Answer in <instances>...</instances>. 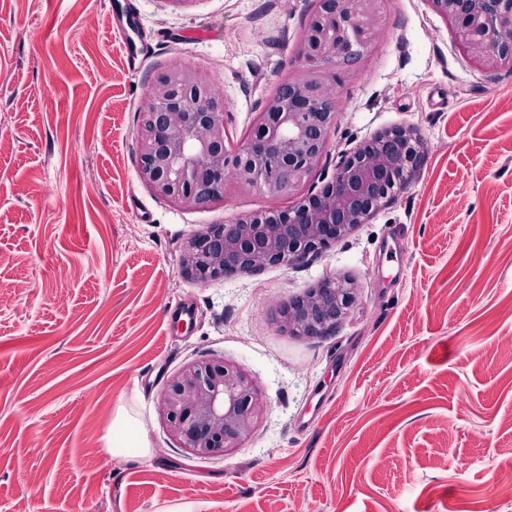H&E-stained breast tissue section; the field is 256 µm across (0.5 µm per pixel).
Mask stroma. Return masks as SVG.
Instances as JSON below:
<instances>
[{"label":"stroma","instance_id":"obj_1","mask_svg":"<svg viewBox=\"0 0 512 512\" xmlns=\"http://www.w3.org/2000/svg\"><path fill=\"white\" fill-rule=\"evenodd\" d=\"M148 52L129 70L107 0H0V512H512V68L481 69L428 0H378L336 63V123L309 183L394 126L420 163L367 224L292 266L212 282L179 272L210 224L287 209L227 185L183 210L138 174L154 79L195 70L225 99L229 149L304 63L316 0H130ZM327 276L359 298L323 337L278 330ZM194 307L191 322L171 306ZM235 362L266 408L242 448L192 456L168 381ZM144 457L105 438L118 408Z\"/></svg>","mask_w":512,"mask_h":512}]
</instances>
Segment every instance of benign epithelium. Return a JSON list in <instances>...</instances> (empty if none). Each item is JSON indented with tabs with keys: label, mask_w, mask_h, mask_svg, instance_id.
Segmentation results:
<instances>
[{
	"label": "benign epithelium",
	"mask_w": 512,
	"mask_h": 512,
	"mask_svg": "<svg viewBox=\"0 0 512 512\" xmlns=\"http://www.w3.org/2000/svg\"><path fill=\"white\" fill-rule=\"evenodd\" d=\"M449 22L473 63L512 68V0H428ZM377 0H318L305 38V65L257 113L251 137L226 147L224 98L192 70L171 68L152 83L143 113L138 173L154 194L182 209L224 197L226 179L295 206L244 216L191 233L179 257L182 275L202 282L290 266L345 239L388 197L386 184L420 161L412 127L381 130L341 157L317 193L301 191L321 162L336 123L327 67L366 47L378 27ZM358 299L351 280L321 279L282 305L277 324L299 338L322 336ZM171 436L195 457H222L244 445L264 411L255 380L220 358L193 362L175 374L160 399Z\"/></svg>",
	"instance_id": "benign-epithelium-1"
}]
</instances>
